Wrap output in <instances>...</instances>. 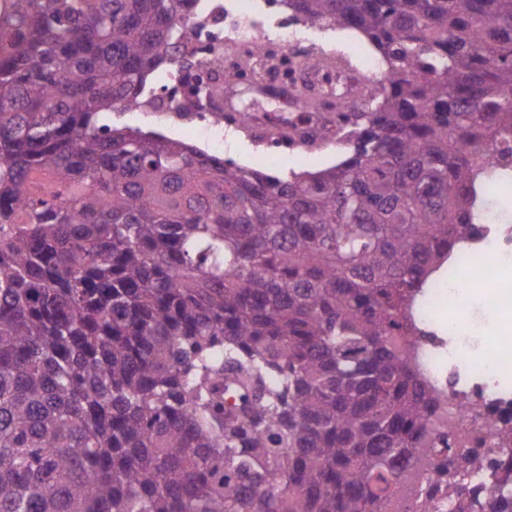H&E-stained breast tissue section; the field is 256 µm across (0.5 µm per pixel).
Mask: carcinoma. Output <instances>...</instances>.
I'll use <instances>...</instances> for the list:
<instances>
[{
	"mask_svg": "<svg viewBox=\"0 0 512 512\" xmlns=\"http://www.w3.org/2000/svg\"><path fill=\"white\" fill-rule=\"evenodd\" d=\"M184 2L0 30V512H390L456 464L413 310L512 180V0H272L386 65L349 156L286 178L112 126L183 69Z\"/></svg>",
	"mask_w": 512,
	"mask_h": 512,
	"instance_id": "carcinoma-1",
	"label": "carcinoma"
}]
</instances>
